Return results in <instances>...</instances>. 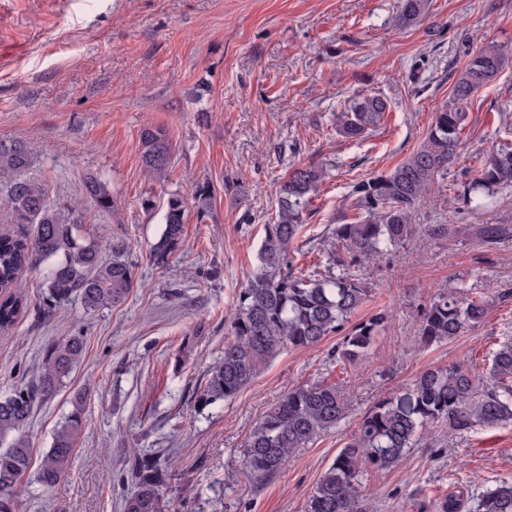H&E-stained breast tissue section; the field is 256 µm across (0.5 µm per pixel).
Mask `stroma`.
Returning <instances> with one entry per match:
<instances>
[{
  "instance_id": "obj_1",
  "label": "stroma",
  "mask_w": 512,
  "mask_h": 512,
  "mask_svg": "<svg viewBox=\"0 0 512 512\" xmlns=\"http://www.w3.org/2000/svg\"><path fill=\"white\" fill-rule=\"evenodd\" d=\"M398 0H0V138L33 149L28 177L50 198L78 203L104 259L134 268L136 285L117 308L70 302L44 311V268L23 278L30 307L0 332V397L37 382L43 349L79 333L80 362L38 401L26 428L41 462L87 393L83 431L67 476L52 488L26 475L20 512H122L131 449L165 450L187 481L167 496L176 512H303L308 495L366 409L432 366L464 364L480 385L485 359L512 336V241L486 251L485 224L512 225V186L468 209L463 188L495 148L512 145V63L473 97L448 176L415 207L417 231L399 251L363 266L369 293L355 319L384 308L391 319L370 354L342 367L337 336L284 350L228 403L197 410L210 367L231 336L236 297L258 267L276 189L293 167L323 166L310 192L294 267L326 272L335 225L356 211L351 186L381 175L423 142L470 53L512 45V0H429L410 26ZM387 101L359 141L334 115L357 95ZM163 128L168 175L142 163L141 131ZM105 177L112 208L85 195ZM208 186V197L198 194ZM185 202L183 239L156 264L150 247L170 196ZM154 209H145L143 199ZM430 224L451 225L445 238ZM488 301L482 325L442 345L422 346L419 314L456 287ZM324 381L343 389L345 419L294 453L280 473L254 484L245 468L254 425L289 389ZM512 482V425L443 436L410 449L397 466L364 473L369 512H435L448 496Z\"/></svg>"
}]
</instances>
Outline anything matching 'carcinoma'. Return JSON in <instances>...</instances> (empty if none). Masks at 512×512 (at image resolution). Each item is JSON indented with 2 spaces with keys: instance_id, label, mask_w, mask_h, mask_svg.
Segmentation results:
<instances>
[{
  "instance_id": "carcinoma-1",
  "label": "carcinoma",
  "mask_w": 512,
  "mask_h": 512,
  "mask_svg": "<svg viewBox=\"0 0 512 512\" xmlns=\"http://www.w3.org/2000/svg\"><path fill=\"white\" fill-rule=\"evenodd\" d=\"M427 6L428 0H400L397 23H414ZM506 64L505 51L495 44L470 55L420 147L390 173L354 184L357 221L336 225L327 251L328 264L339 270L336 275H304L287 266L304 221L307 195L326 170L310 165L289 172L278 188L273 223L265 228L259 267L239 292L231 339L196 397L198 408L236 398L263 363L287 348L312 347L336 334L341 336L334 349L336 362L352 365L369 354L387 315L379 311L351 322L368 294L357 268L366 259L392 253L414 234L415 205L434 183L447 177L472 97L496 80ZM385 112L382 98L364 96L337 113L336 128L357 139L376 127ZM141 141L147 171L164 178L170 164L166 133L146 128ZM29 165L24 143L0 140V194L10 223L31 225L27 234L0 233V330L12 327L27 312L20 282L35 264H47L42 288L51 304L77 300L88 312L124 304L135 284L132 266L118 256L104 260L98 243L83 232V216L69 202L50 199L43 183L24 176ZM502 185H512V150L507 147L491 152L474 171L463 198L479 209L483 199ZM86 191L99 209H112L111 191L101 177H90ZM184 211L180 196L168 199L164 227L151 250L155 262H164L181 242ZM507 241H512L511 225H483L485 248ZM487 310L480 297L441 295L421 313V342L431 346L450 341L483 324ZM84 349L79 333L47 344L38 384L0 399V512H17L19 507L33 452L24 428L35 403L52 396L65 382ZM489 375L491 383L481 389L462 365L428 367L408 386L375 401L318 480L304 512H368L360 477L369 469L395 467L433 427L451 436L512 425V339H504L491 352ZM84 402L85 392L73 396L72 412L41 460L36 479L44 487L55 485L69 470L82 431ZM346 412L347 402L335 385L317 381L289 390L249 435L246 467L255 482L274 477L296 450L335 429ZM124 471L131 492L123 499L122 512H168L165 492L178 474L164 452L135 451L126 457ZM466 506L470 512H512V482L489 485L476 495L461 492L437 504L436 512H462Z\"/></svg>"
}]
</instances>
